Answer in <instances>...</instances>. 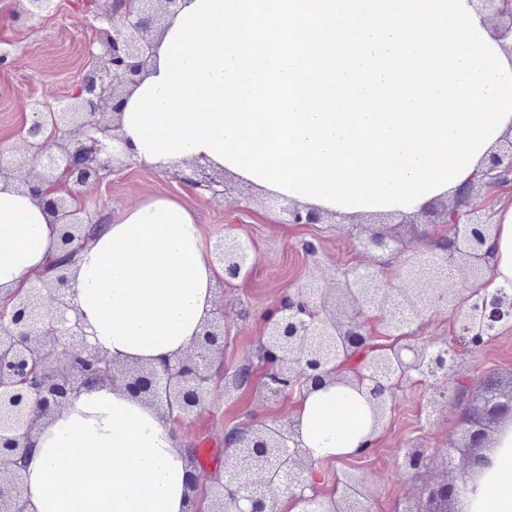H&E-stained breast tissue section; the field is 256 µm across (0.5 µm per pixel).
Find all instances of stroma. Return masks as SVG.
Returning a JSON list of instances; mask_svg holds the SVG:
<instances>
[{"mask_svg":"<svg viewBox=\"0 0 512 512\" xmlns=\"http://www.w3.org/2000/svg\"><path fill=\"white\" fill-rule=\"evenodd\" d=\"M80 0H57V11L46 20L15 25L6 66L0 67V130L14 131L24 118V104L35 97L55 103L74 89L85 61V49L93 30L79 6ZM90 208L123 209L153 196L183 198L194 210L205 238L231 232L251 240L257 265L251 278L232 291L242 310H230L229 336L224 345V363L234 367L256 361L265 314L290 289L308 279L306 241L320 238L322 264L317 275L330 278L336 267L351 262L366 263L358 253L345 225L357 223L354 215H336L334 223L295 225L281 223V213L270 192L250 186L246 194L231 192L221 198L187 191L177 170H160L140 163L122 167L103 182L86 187ZM462 375L471 392L492 384L512 387V330L494 336L481 350L463 353ZM288 404L278 399L238 405L236 396L218 394L206 411L185 422L182 440L208 448L211 460L198 464L208 476L225 463L224 429L242 422L287 417ZM460 410L451 394L429 385L405 388L395 395L394 411L387 429L372 450L359 459L368 504L372 512H404L424 500V477L411 473L396 479L395 471L409 446L446 448L459 439Z\"/></svg>","mask_w":512,"mask_h":512,"instance_id":"1","label":"stroma"}]
</instances>
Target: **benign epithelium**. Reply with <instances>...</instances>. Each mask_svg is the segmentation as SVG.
<instances>
[{
	"label": "benign epithelium",
	"mask_w": 512,
	"mask_h": 512,
	"mask_svg": "<svg viewBox=\"0 0 512 512\" xmlns=\"http://www.w3.org/2000/svg\"><path fill=\"white\" fill-rule=\"evenodd\" d=\"M495 36L512 53V0H471ZM186 0H84L94 13L99 51L87 49L74 89L56 104L28 100L30 119L16 128L19 161L0 162V181L35 197L57 234V256L36 284L11 296V308H0V512H34L22 493L24 471L37 448L39 428L48 424L81 392L115 386L170 417L181 426L205 410L209 397L234 389L255 402L280 398L293 405L306 393L328 386L350 387L370 403L372 430L386 426L395 391L405 384L430 382L454 391L463 409L461 445L441 457L452 480L426 486V510L448 512L463 492L490 465L488 434L478 418L512 421V389L488 387L470 394L459 381L460 353L448 342L423 341L410 330L414 320L451 312L458 337L467 349H479L503 327H512V290L484 293L491 270L489 240L496 234L490 208L474 201L480 188L512 183V132L507 147L491 153L474 182L454 193L453 202L437 214L447 233L423 236L407 244L377 228L358 234L374 264L336 269L322 286L313 274L269 312L262 323L260 362L224 366L227 317L219 301L194 343L182 354L155 364L119 361L90 343L89 334L69 299L72 267L80 244L106 223L101 211L87 206L84 187L97 184L114 167L132 159L121 133L122 112L130 90L146 76L158 37ZM17 19L40 20L56 10L54 0H13ZM183 180L213 196L231 187L217 176L207 158L189 160ZM63 187L61 195L50 191ZM285 224H320L325 211L302 206L285 196ZM224 265L221 281L247 279L256 263L254 246L238 236L209 243ZM452 267L458 279L431 287L440 267ZM344 307L336 306L338 299ZM297 421L271 419L224 429V449L233 448L234 466L202 483L195 472L194 448L181 444L188 469L187 512H276L288 496L298 512H370L365 479L352 465L346 482L328 492L305 484V472L319 461L300 447ZM462 451V460L454 452ZM423 448H408L398 473L427 466Z\"/></svg>",
	"instance_id": "1"
}]
</instances>
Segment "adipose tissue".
<instances>
[{"label": "adipose tissue", "instance_id": "ef3b65f1", "mask_svg": "<svg viewBox=\"0 0 512 512\" xmlns=\"http://www.w3.org/2000/svg\"><path fill=\"white\" fill-rule=\"evenodd\" d=\"M487 292L512 285V201L496 206ZM42 207L0 182V304L29 287L56 254ZM223 269L209 259L193 210L156 196L111 213L80 249L70 299L90 342L121 360L153 363L192 345L215 305ZM317 458L371 448V413L356 390L310 392L294 412ZM179 432L156 408L110 386L81 393L39 435L22 487L35 512H185ZM491 464L467 512H512V428L494 439Z\"/></svg>", "mask_w": 512, "mask_h": 512}]
</instances>
